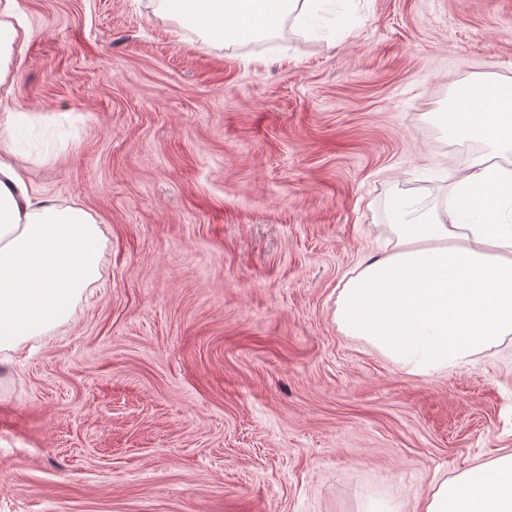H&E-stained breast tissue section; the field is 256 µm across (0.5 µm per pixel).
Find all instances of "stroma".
<instances>
[{
    "label": "stroma",
    "instance_id": "obj_1",
    "mask_svg": "<svg viewBox=\"0 0 512 512\" xmlns=\"http://www.w3.org/2000/svg\"><path fill=\"white\" fill-rule=\"evenodd\" d=\"M0 130L108 246L67 323L0 361V512H412L512 451V340L406 373L336 324L395 194L483 153L443 124L512 85V0H323L239 45L148 0H16Z\"/></svg>",
    "mask_w": 512,
    "mask_h": 512
}]
</instances>
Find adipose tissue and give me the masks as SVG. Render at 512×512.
I'll return each mask as SVG.
<instances>
[{
	"instance_id": "1",
	"label": "adipose tissue",
	"mask_w": 512,
	"mask_h": 512,
	"mask_svg": "<svg viewBox=\"0 0 512 512\" xmlns=\"http://www.w3.org/2000/svg\"><path fill=\"white\" fill-rule=\"evenodd\" d=\"M156 12L198 34L237 43L277 31L289 17L315 28L317 0H151ZM15 0H0V86L9 55L31 30L14 26ZM449 132L486 145L456 177L442 209L412 197L389 210L392 245L361 262L336 300L348 336L382 350L407 373L430 377L469 364L512 337V169L490 154L512 152V86L478 83L445 116ZM23 133L0 142V352L66 323L100 278L107 238L83 207L34 194L14 163ZM420 512H512V452L436 483Z\"/></svg>"
}]
</instances>
